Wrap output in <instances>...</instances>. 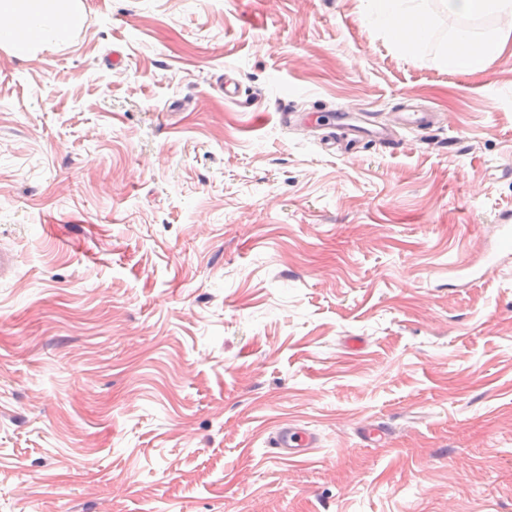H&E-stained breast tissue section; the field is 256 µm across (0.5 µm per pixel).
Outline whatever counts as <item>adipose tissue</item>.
Wrapping results in <instances>:
<instances>
[{"label": "adipose tissue", "instance_id": "ef3b65f1", "mask_svg": "<svg viewBox=\"0 0 512 512\" xmlns=\"http://www.w3.org/2000/svg\"><path fill=\"white\" fill-rule=\"evenodd\" d=\"M423 0H366L367 20L387 33L397 47L414 49L428 41L433 15ZM448 15L460 18L491 16L512 31V0H441ZM87 22L83 0H0V49L25 58L36 51L68 43ZM503 43L501 32L476 38L458 29L441 57L448 69L474 72Z\"/></svg>", "mask_w": 512, "mask_h": 512}]
</instances>
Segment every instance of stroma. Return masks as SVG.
<instances>
[{
	"instance_id": "obj_1",
	"label": "stroma",
	"mask_w": 512,
	"mask_h": 512,
	"mask_svg": "<svg viewBox=\"0 0 512 512\" xmlns=\"http://www.w3.org/2000/svg\"><path fill=\"white\" fill-rule=\"evenodd\" d=\"M84 4L0 51V512H512V268L448 274L512 210V39L439 62L496 19L425 0L406 53L363 0ZM407 100L440 127L351 156L278 116ZM286 421L320 448L269 456ZM502 29L479 39L467 29H458L448 49L441 57V64L456 71L474 72L482 69L490 54L503 43ZM361 440L368 444L387 443L392 435L391 428L385 422H373L357 428Z\"/></svg>"
}]
</instances>
